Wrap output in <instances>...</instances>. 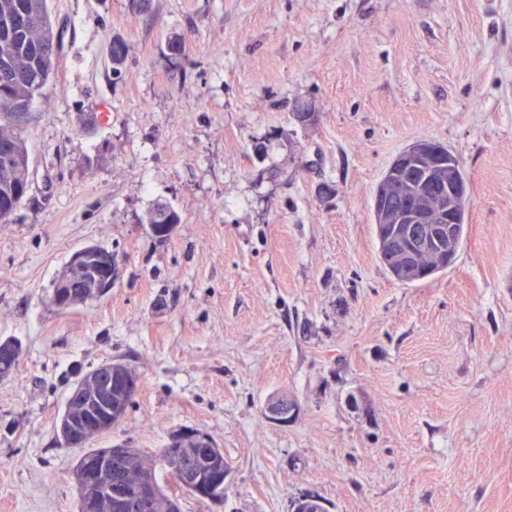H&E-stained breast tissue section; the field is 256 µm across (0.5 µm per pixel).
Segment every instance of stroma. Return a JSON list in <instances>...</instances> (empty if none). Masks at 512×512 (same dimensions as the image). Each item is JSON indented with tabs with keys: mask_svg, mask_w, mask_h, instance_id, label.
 Returning a JSON list of instances; mask_svg holds the SVG:
<instances>
[{
	"mask_svg": "<svg viewBox=\"0 0 512 512\" xmlns=\"http://www.w3.org/2000/svg\"><path fill=\"white\" fill-rule=\"evenodd\" d=\"M60 39L28 127L30 190L0 224V512H78L57 433L80 373L141 385L92 445L224 450L220 512H512V0H47ZM127 46L113 72L114 36ZM183 43L181 54L168 49ZM312 119H294L301 108ZM434 140L469 183L433 279H393L372 194ZM159 203L181 222L155 237ZM111 251L105 296L53 282ZM291 395L296 417L265 415ZM115 270L112 253L101 246L87 245L76 250L66 264L65 275L53 287L55 305L61 310H68L104 296L112 288ZM90 291L97 296L92 295L76 304ZM287 395H279L270 399L265 406L267 418L276 424H288L297 413V406L292 403Z\"/></svg>",
	"mask_w": 512,
	"mask_h": 512,
	"instance_id": "35a3bbf8",
	"label": "stroma"
}]
</instances>
